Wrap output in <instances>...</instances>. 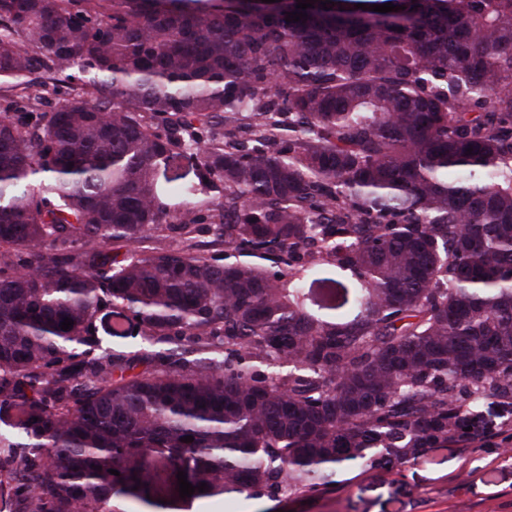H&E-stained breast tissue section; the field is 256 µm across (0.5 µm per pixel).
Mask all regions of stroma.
<instances>
[{
  "label": "stroma",
  "instance_id": "1",
  "mask_svg": "<svg viewBox=\"0 0 512 512\" xmlns=\"http://www.w3.org/2000/svg\"><path fill=\"white\" fill-rule=\"evenodd\" d=\"M489 431L471 443L430 448L400 468L345 472L326 486L277 499L239 495L194 501L190 512H512V429L487 401Z\"/></svg>",
  "mask_w": 512,
  "mask_h": 512
}]
</instances>
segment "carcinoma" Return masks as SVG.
I'll return each instance as SVG.
<instances>
[{"label":"carcinoma","instance_id":"carcinoma-1","mask_svg":"<svg viewBox=\"0 0 512 512\" xmlns=\"http://www.w3.org/2000/svg\"><path fill=\"white\" fill-rule=\"evenodd\" d=\"M298 2L0 0V512L298 494L512 416V0Z\"/></svg>","mask_w":512,"mask_h":512}]
</instances>
